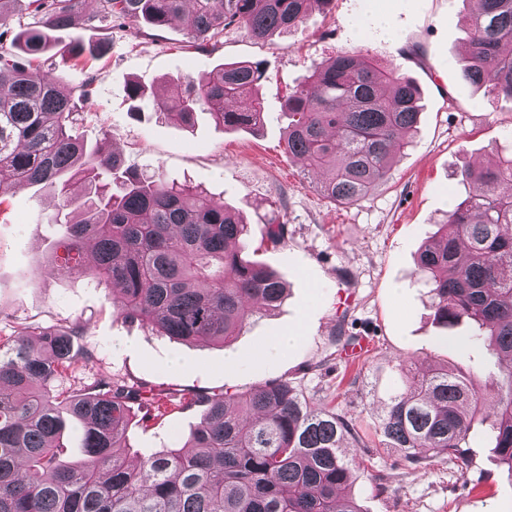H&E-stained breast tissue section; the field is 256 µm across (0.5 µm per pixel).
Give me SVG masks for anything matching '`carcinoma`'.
<instances>
[{"label":"carcinoma","mask_w":512,"mask_h":512,"mask_svg":"<svg viewBox=\"0 0 512 512\" xmlns=\"http://www.w3.org/2000/svg\"><path fill=\"white\" fill-rule=\"evenodd\" d=\"M38 24L0 46V205L11 185L47 183L59 195L51 223L65 227L61 275L79 272L112 291L125 319L179 341L227 343L255 315L276 308L286 283L242 255L247 234L239 215L191 181L124 167L103 133L87 152L74 130L78 103L93 77L62 86L45 67L85 68L100 47L53 38L77 16L94 22L144 21L160 28L189 17V43L206 53L224 28L242 25L256 38L302 23L309 6L332 0H35ZM257 63H225L150 95L132 83L133 113L147 101L155 112L191 126L206 112L223 127L262 125ZM465 88L512 99V0H476L469 16ZM418 85L360 57L315 63L285 100L288 154L318 177L320 191L343 205L363 200L383 182L407 146L422 112ZM80 181L83 192L75 193ZM463 188L417 267L430 275L436 321L470 327L462 342L481 345L511 365L490 372L484 388L448 367L409 375L407 389L386 404L379 429L410 464L444 459L460 472L471 465L469 438L485 428L500 466L512 477V153L488 167L465 168ZM93 243L94 263L76 260ZM75 322L64 328L20 325L0 339V512H363L345 493L354 466L342 451L362 436L332 408H315L286 380L247 393L196 395L205 406L179 446L145 450L127 461L132 406L142 391L120 380L72 390L59 379L80 361ZM79 425L83 460H61L68 424Z\"/></svg>","instance_id":"1"}]
</instances>
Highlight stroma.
<instances>
[{"label":"stroma","mask_w":512,"mask_h":512,"mask_svg":"<svg viewBox=\"0 0 512 512\" xmlns=\"http://www.w3.org/2000/svg\"><path fill=\"white\" fill-rule=\"evenodd\" d=\"M472 8L471 0H332L312 8L290 32L264 40L240 26L225 28L207 54L188 47L183 20L159 30L144 23L77 26L85 40L109 44L105 61L55 71L63 84L94 78L79 128L86 143L110 134L126 166L189 178L241 213L248 223L246 253L276 271L287 291L277 309L253 315L226 346L153 335L115 312L105 284L59 276L47 263L63 234L48 224L57 196L46 186H18L0 205V336L20 324L80 322L91 359L63 386L115 378L167 396L165 416L130 428L134 450L188 437L201 410L185 407L182 398L253 391L285 379L312 405L335 409L358 427L364 445L347 450L360 463L349 492L363 512H512V480L500 473L483 433L471 436L473 462L462 474L438 460L410 464L376 431L385 402L403 385L401 364L466 372L489 365L481 348L460 344L464 327L435 323L432 295L416 266L418 250L447 219L460 171L493 165L512 146V100L460 87L464 18ZM379 10L387 27L371 20ZM339 54L367 55L413 79L424 105L385 180L352 206L324 196L284 145L285 96L313 63ZM233 61L258 62L265 70L258 133L224 130L205 113L189 128L147 107L131 114L129 81L162 94L178 79ZM271 224L285 225L287 234L266 249L261 240ZM341 330L371 339L356 363L336 351ZM287 333L297 342L269 350ZM380 483L386 493L377 492Z\"/></svg>","instance_id":"stroma-1"}]
</instances>
